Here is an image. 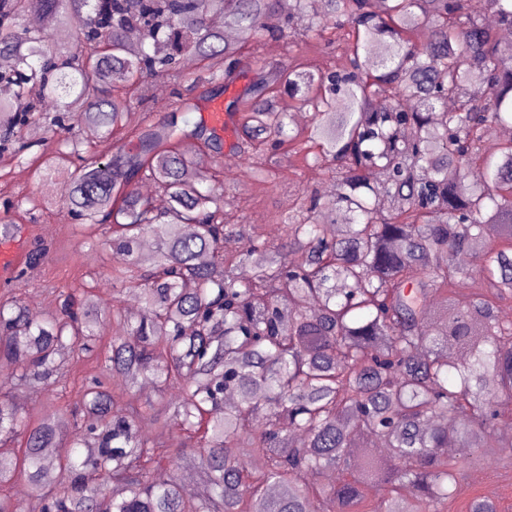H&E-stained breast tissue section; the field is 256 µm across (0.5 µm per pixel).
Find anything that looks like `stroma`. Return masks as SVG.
I'll return each mask as SVG.
<instances>
[{"mask_svg": "<svg viewBox=\"0 0 512 512\" xmlns=\"http://www.w3.org/2000/svg\"><path fill=\"white\" fill-rule=\"evenodd\" d=\"M228 157L235 160L241 157L236 139H224L222 156H209L207 177L242 208L246 223H258L260 231L274 237L279 230L272 221L273 216L291 213L298 194L308 190L323 198L334 191L331 178L285 162L277 168L271 183L260 185L243 178L241 167H226L224 160ZM35 167L29 155L18 161L0 158V182L7 184L15 196H33L47 205L46 210L33 216L16 213L20 254H28L39 243L48 249L46 258L36 269L14 276L6 283L0 281V295L14 297L36 313L54 310L58 292L78 288L91 292L102 309L124 304L127 291L113 288L107 276L112 268L111 248L102 245L88 248L79 225L66 216L62 204L65 174L39 177L34 173ZM95 371L93 361L87 359L69 364L64 383L19 385L8 370L0 368V392L19 395L25 415L37 419L48 408L63 409L72 404L82 381ZM458 457L464 461L465 469L455 488L452 512H468L470 503L477 498L493 503L497 512H512V475H504L479 461L471 449H462Z\"/></svg>", "mask_w": 512, "mask_h": 512, "instance_id": "stroma-1", "label": "stroma"}]
</instances>
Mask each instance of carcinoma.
I'll use <instances>...</instances> for the list:
<instances>
[{
	"mask_svg": "<svg viewBox=\"0 0 512 512\" xmlns=\"http://www.w3.org/2000/svg\"><path fill=\"white\" fill-rule=\"evenodd\" d=\"M276 2L0 0V56L14 60L0 72L13 87L0 155L30 153L31 125L59 136L45 169L73 168L67 214L112 227V285L142 302L134 318L112 307L104 343L105 312L88 297L61 293L44 314L0 302V366L19 383L102 363L63 413L31 421L19 397H0V482L31 488L25 504L0 495V512H445L464 471L448 440L495 465L512 457V324L498 316L512 296V144L486 146L491 128L512 124V44L488 24L512 26V0H323L319 14L293 0L280 21ZM34 13L42 25L24 26ZM214 14L236 42L209 25ZM74 23V42L54 41ZM268 37L339 53L326 66L244 62L241 48ZM190 58L202 68L187 93L134 131L133 148L109 153L128 125V87L177 80ZM245 68L224 112L250 178L273 181L283 155L336 183L331 200L304 193L274 217L284 244L227 222L223 194L186 178L183 144L222 149L190 122L191 92L227 90ZM289 106L307 112L305 128ZM142 180L167 210L137 191ZM25 202L37 207L4 200L0 232ZM146 237L157 244L147 269ZM143 381L179 390L175 419L197 447L173 442L153 407L129 405ZM147 417L151 438L139 433ZM21 434L23 447H4ZM184 465L200 493L181 484ZM89 470L106 484H88Z\"/></svg>",
	"mask_w": 512,
	"mask_h": 512,
	"instance_id": "obj_1",
	"label": "carcinoma"
}]
</instances>
